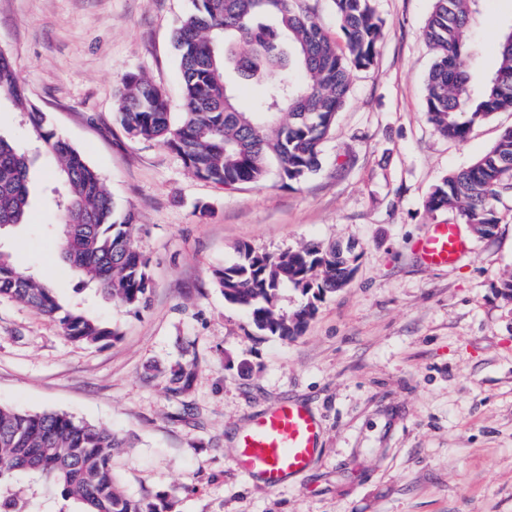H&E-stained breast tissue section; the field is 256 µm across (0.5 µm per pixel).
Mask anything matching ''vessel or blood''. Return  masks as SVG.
<instances>
[{
    "instance_id": "1",
    "label": "vessel or blood",
    "mask_w": 512,
    "mask_h": 512,
    "mask_svg": "<svg viewBox=\"0 0 512 512\" xmlns=\"http://www.w3.org/2000/svg\"><path fill=\"white\" fill-rule=\"evenodd\" d=\"M467 244L455 224L435 225L418 244L424 264L455 263ZM320 426L304 406L285 401L254 418L239 434L236 466L266 488L275 490L286 477L306 471L319 449Z\"/></svg>"
}]
</instances>
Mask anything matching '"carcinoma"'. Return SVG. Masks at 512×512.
Wrapping results in <instances>:
<instances>
[{
    "label": "carcinoma",
    "mask_w": 512,
    "mask_h": 512,
    "mask_svg": "<svg viewBox=\"0 0 512 512\" xmlns=\"http://www.w3.org/2000/svg\"><path fill=\"white\" fill-rule=\"evenodd\" d=\"M345 38L342 51L320 23L312 0H192L174 34L182 81V112L171 117L163 92L138 74L123 78L117 116L128 135L174 151L196 177L233 188L267 180L271 168L292 186L320 165L321 145L343 108L354 68L374 62L382 21L371 0H332ZM479 0H435L424 36L436 62L425 83V115L440 134L463 140L496 112L512 111V26L497 46L498 67L475 89L460 64L473 51ZM249 46L245 56L235 53ZM232 68L241 82H263L261 107L241 108ZM0 94L24 114L39 143L58 162L64 194L58 236L62 260L103 299L129 309L147 304L149 261L135 240V214L120 212L104 178L60 137L44 112L26 97L12 62L0 57ZM34 154L0 136V225L25 224L30 213ZM512 195V129L466 169L451 172L429 193L428 212L448 210L481 237L499 217L494 202ZM238 260L214 270L224 300L241 308L266 336L302 332L315 302L346 285L359 256L334 246L304 244L270 254L246 245ZM293 289L306 303L291 314L278 308ZM25 302L81 344L120 335L59 299L49 283L18 268L0 250V297ZM125 447L112 430L60 411L30 413L0 406V512H45L58 495L59 512H169L163 494L136 500L116 487L114 449Z\"/></svg>",
    "instance_id": "obj_1"
}]
</instances>
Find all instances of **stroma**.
<instances>
[{"label":"stroma","instance_id":"stroma-1","mask_svg":"<svg viewBox=\"0 0 512 512\" xmlns=\"http://www.w3.org/2000/svg\"><path fill=\"white\" fill-rule=\"evenodd\" d=\"M384 22L374 65L353 70L344 107L303 183L277 175L225 188L194 177L116 118L122 77L139 73L181 110L172 36L190 0H0V51L29 100L135 214L149 260L147 308L83 287L49 241L63 188L55 158L31 172L29 223L0 231V249L61 300L118 326L96 344L0 297V404L60 410L114 430L112 468L126 496L170 493L174 512H512V196L492 235L461 230L467 253L424 265L415 243L433 225L425 199L443 176L486 154L512 112L441 136L424 114L435 52L423 37L434 0H373ZM480 82L497 67L512 0H480ZM358 254L350 282L316 304L295 339L262 335L213 278L241 245L277 254L304 244ZM193 376L173 389L174 371ZM307 406L321 426L305 473L270 490L234 466L239 433L271 406Z\"/></svg>","mask_w":512,"mask_h":512}]
</instances>
